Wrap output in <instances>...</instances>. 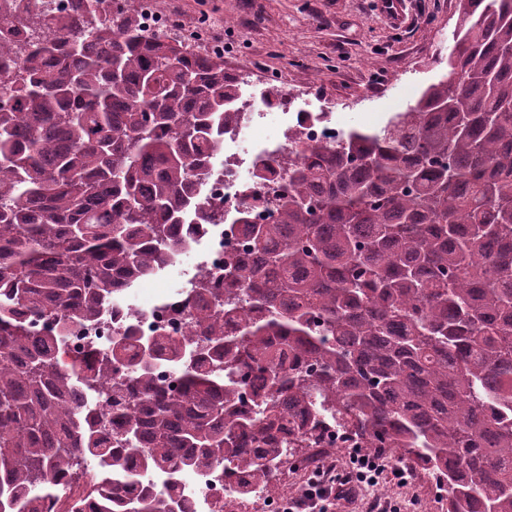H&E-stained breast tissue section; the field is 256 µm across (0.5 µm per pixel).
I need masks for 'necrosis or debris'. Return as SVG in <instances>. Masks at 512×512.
Returning a JSON list of instances; mask_svg holds the SVG:
<instances>
[{"label": "necrosis or debris", "instance_id": "4bbe7bcc", "mask_svg": "<svg viewBox=\"0 0 512 512\" xmlns=\"http://www.w3.org/2000/svg\"><path fill=\"white\" fill-rule=\"evenodd\" d=\"M240 119L235 129L224 132V150L211 165L198 192L213 216L212 223L190 224L182 237L183 248L158 273L136 283L118 281L103 314L93 322L70 326L59 360L105 350L113 336L133 329L138 335L179 336L192 318L193 289L198 280L223 288L224 272L244 260L246 230L235 221L239 210L247 208L256 223L270 220L268 199L281 183L279 175L260 180L255 176L260 163L276 166L282 150L290 146L289 132L301 134L305 146L332 145L341 134L331 113L311 112L300 107L297 96L282 94L254 98L241 94L235 103ZM251 139L253 150L241 152L243 139ZM109 486L146 483L154 490L170 486L195 497L198 512H222L225 503L237 502V479L222 467L185 477L168 472H144L130 466L124 473L109 472L105 466L60 480L41 496L40 512H72L83 496L87 482Z\"/></svg>", "mask_w": 512, "mask_h": 512}]
</instances>
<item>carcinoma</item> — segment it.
I'll return each instance as SVG.
<instances>
[{"label":"carcinoma","mask_w":512,"mask_h":512,"mask_svg":"<svg viewBox=\"0 0 512 512\" xmlns=\"http://www.w3.org/2000/svg\"><path fill=\"white\" fill-rule=\"evenodd\" d=\"M76 0L0 16V512L37 500L79 461L190 475L224 466L242 493L319 442L334 417L372 451L422 462L448 512H512V0H459L449 76L376 130L289 151L251 265L188 334L53 362L65 326L97 318L112 281L179 252L172 226L211 215L193 191L240 93L224 55L147 32L135 0ZM41 37L21 59L19 41ZM61 319L51 336L19 322ZM252 386L254 407L239 394ZM112 389L79 411L80 387ZM152 401L149 415L141 402ZM122 428L112 447V424ZM93 512H189L174 491L91 486Z\"/></svg>","instance_id":"carcinoma-1"}]
</instances>
